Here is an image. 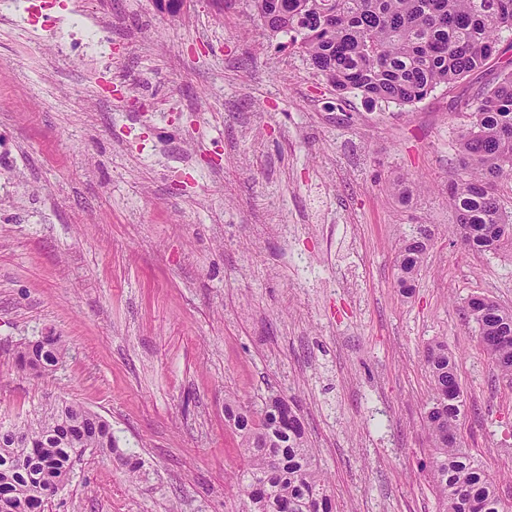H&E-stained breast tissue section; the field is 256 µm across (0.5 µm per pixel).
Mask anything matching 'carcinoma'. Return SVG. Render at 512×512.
<instances>
[{"mask_svg": "<svg viewBox=\"0 0 512 512\" xmlns=\"http://www.w3.org/2000/svg\"><path fill=\"white\" fill-rule=\"evenodd\" d=\"M268 31L292 34V43L339 93L357 91L372 101L413 105L440 86L450 87L499 54V36L512 32V0H251ZM472 122L459 140L460 172L448 204L455 213L451 232L474 252L495 250L488 224H511L497 186L512 183V72L477 94ZM427 230L402 238L397 283L413 286L428 250ZM480 342L500 373L512 377V335H503L512 310L493 300L469 301ZM68 345L46 336L21 346L19 372L55 369ZM432 396L425 409L434 481L442 512H504L496 487L458 438L465 399L456 356L448 341L426 350ZM224 414L241 437L245 468L237 486L246 512H334L327 480L318 468L297 412L280 397L255 415L225 395ZM88 448L120 457L132 474L140 462L119 452L111 425L80 405L47 403L34 416L0 428V512H31L32 493L41 509L65 485L72 460Z\"/></svg>", "mask_w": 512, "mask_h": 512, "instance_id": "cac0c4a2", "label": "carcinoma"}]
</instances>
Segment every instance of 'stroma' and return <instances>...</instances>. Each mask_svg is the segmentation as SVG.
<instances>
[{
	"mask_svg": "<svg viewBox=\"0 0 512 512\" xmlns=\"http://www.w3.org/2000/svg\"><path fill=\"white\" fill-rule=\"evenodd\" d=\"M87 7L115 21L109 54L56 58L0 17V152L19 166L0 200V426L74 402L140 469L86 450L45 512H245L228 390L298 410L337 512H441L424 417L437 338L457 358L462 445L512 512V379L465 315L475 294L512 308V244L465 250L448 205L492 72L369 102L336 96L250 0ZM420 226L406 295L396 255ZM48 334L65 362L16 372L17 346ZM427 230L419 228L402 238L397 258V283L399 288L411 290L420 274L428 250Z\"/></svg>",
	"mask_w": 512,
	"mask_h": 512,
	"instance_id": "1",
	"label": "stroma"
}]
</instances>
